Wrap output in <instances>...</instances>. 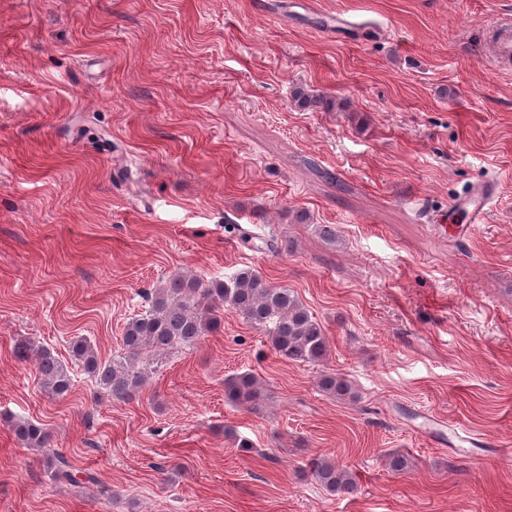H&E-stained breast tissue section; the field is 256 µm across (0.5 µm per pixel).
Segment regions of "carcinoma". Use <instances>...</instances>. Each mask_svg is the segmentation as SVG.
<instances>
[{"instance_id": "1", "label": "carcinoma", "mask_w": 512, "mask_h": 512, "mask_svg": "<svg viewBox=\"0 0 512 512\" xmlns=\"http://www.w3.org/2000/svg\"><path fill=\"white\" fill-rule=\"evenodd\" d=\"M223 310L235 312L263 330L275 353L284 359L315 363L328 354L329 342L323 326L295 292L272 284L253 268L243 267L222 281L207 283L189 273L172 275L164 285L151 291L148 309L127 322L122 352L103 361L93 345L81 337L72 341L71 355L104 395L127 401L142 392L170 351L193 346L215 329ZM13 354L16 359L35 365L41 386L49 396L64 397L71 391V367L49 349L20 339L13 347ZM319 389L338 400L357 398L354 384L338 375H324ZM224 394L234 404L254 410L267 397L260 380L247 372L227 378ZM11 430L28 449L42 450L50 446L49 432L29 419L13 421ZM46 464L58 481H97L89 472L77 475L58 452L47 455ZM309 469L331 494L355 488L353 473L329 458L312 459Z\"/></svg>"}]
</instances>
